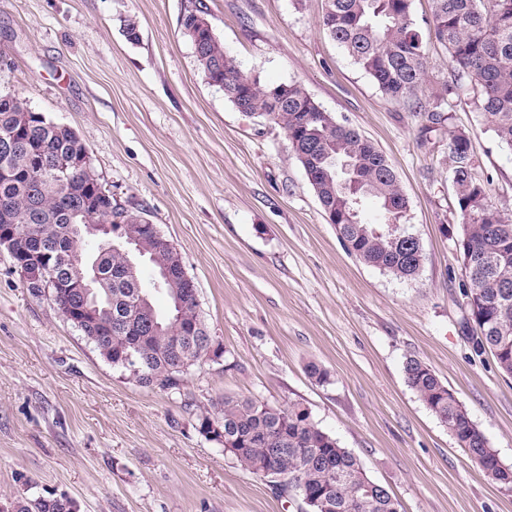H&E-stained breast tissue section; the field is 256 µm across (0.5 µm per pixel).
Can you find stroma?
<instances>
[{
  "label": "stroma",
  "instance_id": "stroma-1",
  "mask_svg": "<svg viewBox=\"0 0 512 512\" xmlns=\"http://www.w3.org/2000/svg\"><path fill=\"white\" fill-rule=\"evenodd\" d=\"M325 2L0 0V93L79 134L113 206L143 212L178 248L224 348L180 391L138 385L0 252V512L49 494L76 512H300L197 432L200 410L227 397L302 403L400 512H512V491L458 447L404 373L410 357L429 365L512 468V378L470 342L448 135L354 63L320 23ZM198 3L246 74L302 85L385 154L424 252L415 279L350 255L285 131L207 83L181 26ZM412 15L425 31L424 98L451 67L427 32L431 0H413ZM452 113L490 180L489 204L512 213V150L470 96Z\"/></svg>",
  "mask_w": 512,
  "mask_h": 512
}]
</instances>
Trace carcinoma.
<instances>
[{"label": "carcinoma", "mask_w": 512, "mask_h": 512, "mask_svg": "<svg viewBox=\"0 0 512 512\" xmlns=\"http://www.w3.org/2000/svg\"><path fill=\"white\" fill-rule=\"evenodd\" d=\"M412 0H327L322 24L354 62L390 98L423 114L426 128L451 125L450 100L467 92L499 143L512 149V0H433V34L448 50L452 77L440 91L420 99L415 90L427 65L422 33L412 17ZM197 7L183 14L187 35L198 33L204 44L196 55L208 83L224 89L236 107L261 117L275 115L272 124L299 135L297 159L325 213L336 219V232L346 249L362 262L400 279L415 278L424 261L423 248L408 227L409 202L386 156L353 127L322 110L299 84L262 85L241 71L210 31L197 32ZM27 98L0 94V167L11 176L0 177L1 224H17L16 247L52 248L70 262L94 268L105 287L97 289L101 323L83 336L112 365L146 387L181 390L186 371L204 356L207 335H170L178 303L185 300L190 280L173 273L161 289L169 299L167 314L154 307L150 289L139 270L115 250L90 241L75 242L68 232V215L80 199L93 202L88 222L123 225L124 237L136 242L134 262L148 261L158 272L173 260L146 224H126L125 210L112 207V195L99 187L94 167H70L87 153L72 128L37 118ZM448 160L462 213L457 239L460 253H469L471 266L463 292L480 333L472 337L473 350L490 352L499 371L512 376V215L487 203L488 180L480 175L481 162L469 137L448 131ZM41 207L29 208L31 191ZM375 199L387 217L384 224H364L350 211ZM138 348L137 370L123 367L122 357ZM408 385L440 419L458 446L502 488L512 490V469L503 466L484 434L471 420L459 398L424 362L409 358ZM197 430L219 440L238 442L232 457L260 475L270 466L288 475V488L298 497L303 490L328 488L325 512H399L385 487L363 494L368 476L360 459L340 446L312 419L300 403L274 408L250 398L226 397L220 409L201 412ZM65 497L22 498L13 512H72Z\"/></svg>", "instance_id": "carcinoma-1"}]
</instances>
